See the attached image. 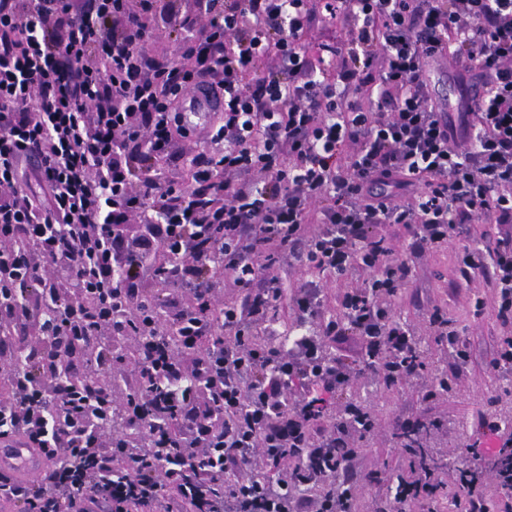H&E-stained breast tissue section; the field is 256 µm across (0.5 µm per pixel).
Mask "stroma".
Segmentation results:
<instances>
[{
	"mask_svg": "<svg viewBox=\"0 0 512 512\" xmlns=\"http://www.w3.org/2000/svg\"><path fill=\"white\" fill-rule=\"evenodd\" d=\"M431 95L439 107L456 104L468 93L470 82L458 81L451 58L439 59L429 67ZM209 129L199 123L191 134L178 140L177 159L161 166L163 178L185 180L191 160L210 150ZM396 255L412 256L410 272L391 302L392 314L417 343L422 368L398 383H386L373 370L365 368L345 398L333 401L331 415H341L346 401L365 405L376 422L366 437L352 435L358 450V468L352 482L356 487L354 512H373L376 499H393L397 487L409 480L415 467L413 458L401 448L399 433L404 419L431 427L438 447L436 456L444 458L437 472L443 485L435 500L419 501L413 512H458L465 493L460 488L458 471L450 465L477 438L495 444V437H482L481 426L494 423L512 413V367L493 368L490 361L499 341L512 337V321L502 322L495 310L494 253L504 225L486 219L460 225L449 239L425 244L419 255H411L412 237L402 227L386 225ZM305 245L296 251L280 250L278 272L285 288L294 291L313 283L325 302V314L341 317L339 296L360 286L368 271L338 276L320 271L302 261ZM477 251L483 266L471 270L464 266L466 253ZM440 312L449 330L466 340L468 360L458 359L441 341L429 322L432 312ZM450 380L452 388L439 389L440 379Z\"/></svg>",
	"mask_w": 512,
	"mask_h": 512,
	"instance_id": "stroma-1",
	"label": "stroma"
}]
</instances>
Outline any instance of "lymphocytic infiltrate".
I'll use <instances>...</instances> for the list:
<instances>
[{"label": "lymphocytic infiltrate", "mask_w": 512, "mask_h": 512, "mask_svg": "<svg viewBox=\"0 0 512 512\" xmlns=\"http://www.w3.org/2000/svg\"><path fill=\"white\" fill-rule=\"evenodd\" d=\"M203 18L158 13L157 0H0V292L21 289L64 305L65 289L104 295L114 331L140 336L142 283L167 280L179 346L135 349L134 372L100 363L125 392L99 394L144 435L96 451V469L73 471L95 437L81 392L18 393L0 440L19 437L48 460L22 485L0 477V497L26 512H351L347 436L375 428L321 424L351 385L347 358H326L323 337L362 340L366 366L397 380L418 367L416 344L390 300L409 262L391 257L374 229L410 228L435 242L492 215L512 224V0H204ZM181 42L178 61L146 49L153 16ZM343 22V47L308 55L316 22ZM487 87L480 103L435 108L426 72L448 46ZM222 94L210 127L223 144L200 153L186 184L162 179L161 159L190 128L195 91ZM475 149L459 154L457 146ZM407 194L399 203L396 192ZM148 226L137 244L116 227ZM318 225L309 234V225ZM307 240L306 261L337 275L372 276L346 291V319L292 348L252 341L276 303L298 317L321 313L316 288L287 295L272 247ZM494 265L498 313L512 320V235ZM244 293L212 322V269ZM194 304L178 305L176 292ZM125 463L106 484L104 467ZM318 486L317 498L293 496Z\"/></svg>", "instance_id": "1"}]
</instances>
